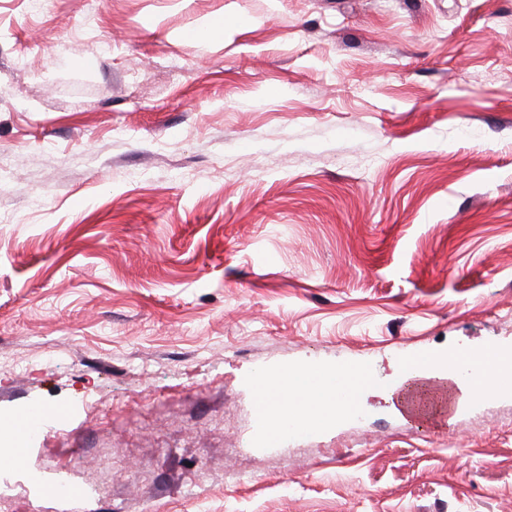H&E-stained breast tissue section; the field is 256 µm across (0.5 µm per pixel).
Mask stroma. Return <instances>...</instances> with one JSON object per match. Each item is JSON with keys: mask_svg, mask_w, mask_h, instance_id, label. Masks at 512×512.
I'll list each match as a JSON object with an SVG mask.
<instances>
[{"mask_svg": "<svg viewBox=\"0 0 512 512\" xmlns=\"http://www.w3.org/2000/svg\"><path fill=\"white\" fill-rule=\"evenodd\" d=\"M460 347L512 357V0H0V512H512V392L256 415ZM358 365L284 366L276 371H261L253 381L255 405L261 419L269 421L267 437L279 438L281 430L292 425L293 430H313L333 419L344 417L339 411L336 389L354 374ZM316 383L315 397L310 400L311 383ZM270 392V399L258 410V388ZM309 397L306 404L304 396Z\"/></svg>", "mask_w": 512, "mask_h": 512, "instance_id": "35a3bbf8", "label": "stroma"}]
</instances>
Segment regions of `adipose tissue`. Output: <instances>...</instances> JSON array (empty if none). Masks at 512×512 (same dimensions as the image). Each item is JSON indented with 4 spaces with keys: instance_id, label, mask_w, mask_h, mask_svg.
<instances>
[{
    "instance_id": "adipose-tissue-1",
    "label": "adipose tissue",
    "mask_w": 512,
    "mask_h": 512,
    "mask_svg": "<svg viewBox=\"0 0 512 512\" xmlns=\"http://www.w3.org/2000/svg\"><path fill=\"white\" fill-rule=\"evenodd\" d=\"M429 358L426 352L414 355L415 369L401 370L397 384L380 389L381 394L396 401L414 419L423 420L430 415L420 401L421 395L435 398L438 411L444 413L469 401L472 390L487 392L498 388L497 371H487L478 385L474 386L463 375L460 367L434 368L429 366ZM353 374V366L342 364L322 367L285 366L272 372H259L253 385L270 393L265 407L258 412L261 419L270 423L269 435H278L288 426L296 430H313L331 420L342 419L336 391Z\"/></svg>"
}]
</instances>
